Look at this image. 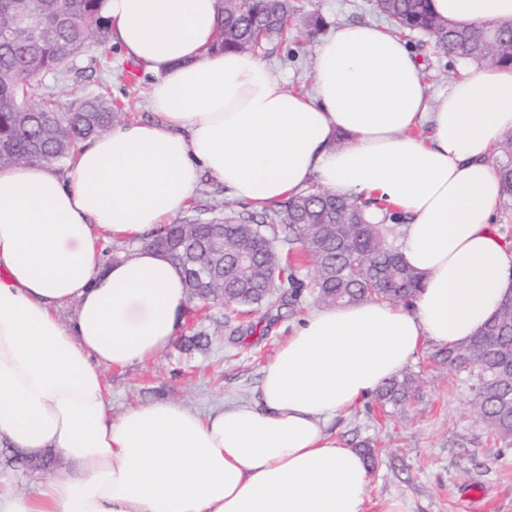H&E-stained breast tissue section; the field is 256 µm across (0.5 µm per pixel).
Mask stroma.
Listing matches in <instances>:
<instances>
[{
    "instance_id": "obj_1",
    "label": "stroma",
    "mask_w": 512,
    "mask_h": 512,
    "mask_svg": "<svg viewBox=\"0 0 512 512\" xmlns=\"http://www.w3.org/2000/svg\"><path fill=\"white\" fill-rule=\"evenodd\" d=\"M295 3L301 14L320 17L326 32L340 24L385 22L374 0ZM406 40L431 97L446 93L469 70L464 60L435 48L427 34L410 33ZM318 42L304 28L293 27L257 57L284 90L305 92L313 85ZM154 79L109 41L76 58L64 79L39 80L37 92H60L74 102L104 95L126 103L129 120L146 121L152 117L148 100ZM297 322L284 308L241 315L219 302L204 310L188 303L181 331L167 348L137 366L105 370L113 416L159 399L198 411L253 399L264 363ZM194 336L207 337L208 345L189 346ZM434 350L423 343L408 366L420 378L419 392L402 417L385 421L369 400L333 418L327 428L349 446L367 441L375 451L368 512H379L389 497L409 500L411 512H512V446L486 431L474 413L467 375L435 363Z\"/></svg>"
}]
</instances>
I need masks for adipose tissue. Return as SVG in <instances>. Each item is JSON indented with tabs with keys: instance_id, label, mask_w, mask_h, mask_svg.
<instances>
[{
	"instance_id": "obj_1",
	"label": "adipose tissue",
	"mask_w": 512,
	"mask_h": 512,
	"mask_svg": "<svg viewBox=\"0 0 512 512\" xmlns=\"http://www.w3.org/2000/svg\"><path fill=\"white\" fill-rule=\"evenodd\" d=\"M430 9L460 29L512 20V0ZM105 16L125 56L157 76L153 120L115 124L61 174L0 167V441L68 464L28 489L0 485V512H365V461L328 420L423 342L469 340L512 296L491 163L512 130V68L467 72L434 103L403 37L345 24L321 37L311 91L288 92L254 56L212 51L215 0H106ZM205 176L257 209L314 182L384 203L407 218L400 249L422 291L409 308L312 312L252 401L202 413L155 400L113 417L104 369L164 350L188 302L181 271L142 241ZM107 241L129 250L105 260Z\"/></svg>"
}]
</instances>
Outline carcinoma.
I'll return each mask as SVG.
<instances>
[{
  "instance_id": "carcinoma-1",
  "label": "carcinoma",
  "mask_w": 512,
  "mask_h": 512,
  "mask_svg": "<svg viewBox=\"0 0 512 512\" xmlns=\"http://www.w3.org/2000/svg\"><path fill=\"white\" fill-rule=\"evenodd\" d=\"M106 0H0V167L38 161L57 166L72 158L79 142L109 131L126 117L124 106L95 96L75 106L48 93L34 99L40 75L64 76L92 39L107 41ZM377 11L401 32H424L441 50L476 64L512 66V23L494 33L481 26L456 30L432 14L428 0H375ZM217 38L212 50L253 53L287 33L300 21L314 34L319 18H299L293 0H216ZM500 201L512 207V133L495 146ZM192 214L167 225L148 242L180 269L188 297L207 308L214 302L252 312L276 304L275 294L291 288L289 312H297L303 281L299 272L313 266L310 281L316 301L339 306L365 300L410 307L420 291L421 275L398 251L404 218L361 198L315 188L275 208L191 207ZM224 225V280L210 288L193 286L192 269L201 261L182 258L179 244L200 243L211 225ZM247 250L254 265L232 270L233 254ZM438 362L468 374L472 404L486 428L512 443V298L501 304L485 327L466 343L435 351ZM418 379L409 372L387 382L376 394L384 415L401 416L415 399Z\"/></svg>"
}]
</instances>
